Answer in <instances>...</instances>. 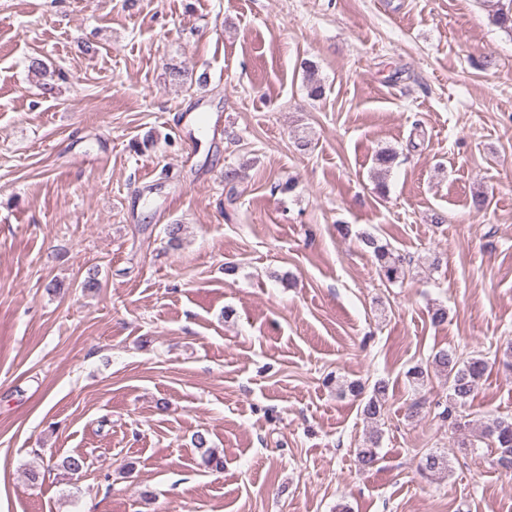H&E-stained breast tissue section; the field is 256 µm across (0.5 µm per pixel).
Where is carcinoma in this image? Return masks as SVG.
Segmentation results:
<instances>
[{
  "label": "carcinoma",
  "mask_w": 512,
  "mask_h": 512,
  "mask_svg": "<svg viewBox=\"0 0 512 512\" xmlns=\"http://www.w3.org/2000/svg\"><path fill=\"white\" fill-rule=\"evenodd\" d=\"M28 70L42 79V89L51 94L55 90L53 78L65 80L62 73L48 72L42 59L34 57L30 60ZM362 244L371 251L378 263L380 274L390 283H401L407 276L403 259L381 244L374 236L364 233L360 236ZM435 372L448 380V400L439 413L442 420H457V412L465 407L478 389L480 380L489 368V361L481 354L464 357L455 349H442L432 357ZM388 396V384L384 380L374 383L371 396L365 401L363 415L372 423L377 422L384 412V402ZM479 440H487L495 448L496 462L505 470L512 471V417H496L485 422L477 435ZM381 434L374 430L369 433L363 448L357 452L359 464L364 469L373 467L378 462V449ZM195 448L201 450L203 463L211 468H224L223 458L210 446L203 434L193 438ZM55 467L67 473L75 474L85 467V458L81 455H68L55 464ZM420 470L434 479H443L452 471L448 455L428 452L421 457Z\"/></svg>",
  "instance_id": "cac0c4a2"
}]
</instances>
